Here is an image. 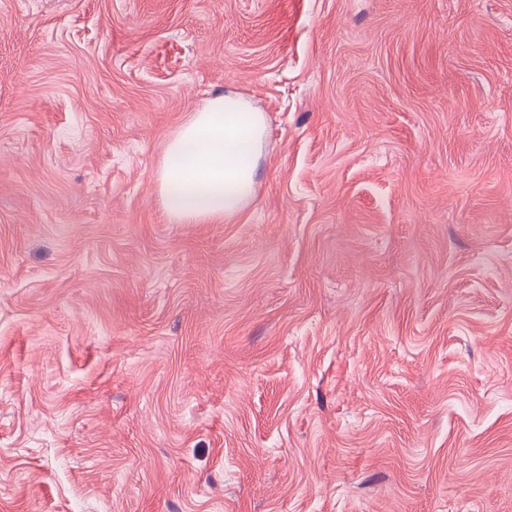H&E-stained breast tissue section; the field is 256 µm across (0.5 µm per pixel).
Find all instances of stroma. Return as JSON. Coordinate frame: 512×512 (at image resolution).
Instances as JSON below:
<instances>
[{"label": "stroma", "mask_w": 512, "mask_h": 512, "mask_svg": "<svg viewBox=\"0 0 512 512\" xmlns=\"http://www.w3.org/2000/svg\"><path fill=\"white\" fill-rule=\"evenodd\" d=\"M0 512H512V0H0ZM264 133L263 113L231 94L192 112L163 150L158 185L169 217L202 223L241 211L254 192Z\"/></svg>", "instance_id": "1"}]
</instances>
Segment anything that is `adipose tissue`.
<instances>
[{"label":"adipose tissue","mask_w":512,"mask_h":512,"mask_svg":"<svg viewBox=\"0 0 512 512\" xmlns=\"http://www.w3.org/2000/svg\"><path fill=\"white\" fill-rule=\"evenodd\" d=\"M264 133L263 113L231 94L192 112L163 150L158 185L169 217L202 223L241 211L254 192Z\"/></svg>","instance_id":"adipose-tissue-1"}]
</instances>
